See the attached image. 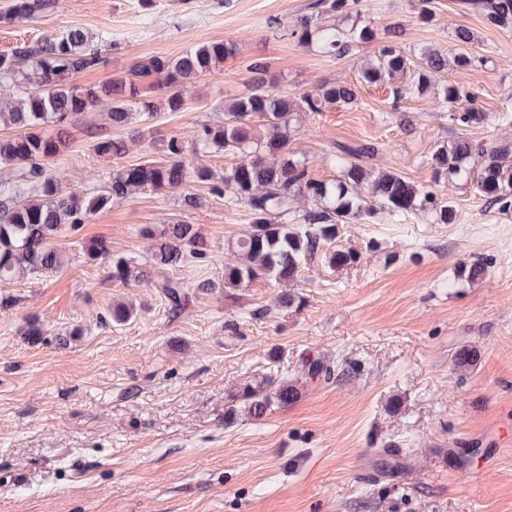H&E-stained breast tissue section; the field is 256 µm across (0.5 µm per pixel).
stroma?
Returning a JSON list of instances; mask_svg holds the SVG:
<instances>
[{
  "instance_id": "1",
  "label": "stroma",
  "mask_w": 512,
  "mask_h": 512,
  "mask_svg": "<svg viewBox=\"0 0 512 512\" xmlns=\"http://www.w3.org/2000/svg\"><path fill=\"white\" fill-rule=\"evenodd\" d=\"M310 0H56L29 20L0 23V49L61 35L78 26L101 40L112 72L157 53L179 56L213 41L237 46L220 74L197 80L191 107L163 112L146 140L121 160L98 156L86 114L70 128L71 147L52 165L64 190L82 192L116 165L162 162L148 147L171 134L189 139L202 116L244 89L250 62L271 65L279 93L313 90L324 80L356 81L361 60L324 57L273 33L292 25ZM435 18L416 20L415 0H374L369 21L400 25L406 49L451 50L454 27H469L486 65L449 67L447 81L476 93L488 115L470 129L476 143L512 138L498 114L512 109V30L487 24L469 0H433ZM150 15L142 25V15ZM386 86L362 85L351 104L302 118L292 143L314 178H332L324 157L339 142L373 140L376 169L391 168L436 187L460 213L456 224L413 215L400 224L344 225L336 244L359 253L332 268L307 261L302 301L284 308V285L223 287L215 263L163 270L180 280L187 309L171 313L158 289L113 284L89 244L145 259L143 228L195 224L217 254L246 228L231 207L196 186L204 205L187 212L176 196L146 189L112 203L61 239L65 266L39 279L0 283V512H512V211L457 183L435 184L424 160L448 140V115L433 95L390 109ZM481 261L484 279H459ZM219 282L200 292L202 279ZM130 301L136 316L100 321ZM44 334L30 342L28 321ZM464 346L478 361L454 362ZM346 368L340 379H304L305 351ZM297 378L300 396L259 422L239 411L225 422L230 394L261 378Z\"/></svg>"
}]
</instances>
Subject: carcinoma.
Wrapping results in <instances>:
<instances>
[{
    "instance_id": "1",
    "label": "carcinoma",
    "mask_w": 512,
    "mask_h": 512,
    "mask_svg": "<svg viewBox=\"0 0 512 512\" xmlns=\"http://www.w3.org/2000/svg\"><path fill=\"white\" fill-rule=\"evenodd\" d=\"M54 0H13L0 22L30 19L53 8ZM486 21L512 30V0H471ZM310 12L296 21L290 32L298 44L316 45L331 59L349 55L355 45H370L363 60L360 82L388 85L393 103L411 95L434 90L448 112L454 138L437 144L425 163L434 180L462 181L502 211L512 209V142L477 145L467 136L482 126L487 114L473 106V94L456 83H439L448 65L468 70L486 62L473 51L476 38L470 28L453 30V56L436 49L409 53L397 41L402 34L391 26L378 34L372 24L345 28L336 18H360L373 9L371 0H313ZM93 36L74 27L58 37L33 46L22 44L0 50V92L9 96V106L0 104V126L19 129L0 135V282L38 278L59 272L63 253L56 242L65 227L75 228L114 200L126 199L149 188L177 195L183 208L195 209L201 198L188 190L191 183L209 186L210 194L242 206L248 214L245 233L237 240L230 258L224 260V287L267 281L288 284L298 280L307 258L326 249L329 267L357 263L353 250L330 249L340 226L382 217L400 224L412 215H424L433 224H455L458 211L444 196L416 186L395 170L373 172L368 163L378 154L368 140L339 144L328 163L336 171L332 179L311 176L306 158L290 149L298 132L299 117L319 116L336 103L357 100L356 84L326 81L316 89L293 97L276 90L268 77L270 65L263 59L249 64V79L242 94L224 103L214 118L203 120L191 141L177 134L151 143L165 157L159 165H131L112 169L103 186L84 194L67 193L58 185L49 167L70 148L69 127L82 114L101 109L112 128L126 135H111L96 126L86 127L93 150L101 157L120 159L129 143L143 136L145 125L161 111L187 109V88L203 74H217L224 58L234 55L236 44L213 42L191 48L176 58L156 54L136 61L122 73L106 72L92 87L67 83L68 76L104 67L105 60L91 47ZM162 79V105L146 97L143 84ZM233 156L238 162L215 176L207 158ZM309 206L293 210L296 200ZM88 259L104 261L112 282L132 287L155 284L160 269L176 268L193 260L209 264L217 255L194 225H167L153 244L148 259L140 262L112 254L110 242L100 240L86 250ZM170 310L185 309L188 294L177 280L160 285ZM133 305H112L104 321L124 324L135 315ZM310 379L342 377L324 358L302 359ZM298 388L283 377L261 379L241 393L247 413L260 420L274 405L294 402Z\"/></svg>"
}]
</instances>
